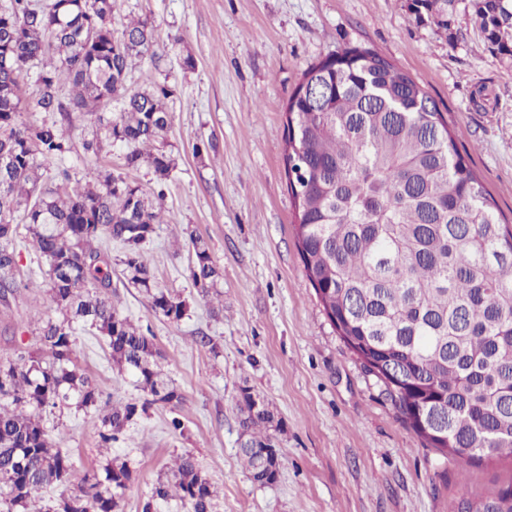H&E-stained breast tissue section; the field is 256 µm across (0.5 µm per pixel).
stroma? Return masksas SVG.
<instances>
[{
    "label": "stroma",
    "mask_w": 512,
    "mask_h": 512,
    "mask_svg": "<svg viewBox=\"0 0 512 512\" xmlns=\"http://www.w3.org/2000/svg\"><path fill=\"white\" fill-rule=\"evenodd\" d=\"M410 0H115L112 26L149 20L157 43L135 60L128 84L168 86L175 160L166 180L124 165L115 144L98 158L82 143L95 126L73 114V149L59 165L86 182L109 170L146 193L164 194V221L143 248L158 282L187 304L177 322L155 314L145 292L122 285L123 250L106 239L112 303L151 330L159 366L181 394L176 410L152 406L122 439L98 446L101 414L65 406L44 413L54 447L75 464L69 481L38 505L76 488L107 460L132 478L121 512H142L171 460L191 453L215 491L212 512H452L460 497L512 481V459L467 467L448 462L400 418L384 386L337 335L308 282L293 233L283 166L284 110L304 71L346 46L370 47L407 70L436 102L471 168L512 223V68L502 65L474 19L452 0L449 29L418 17ZM208 246L219 295L192 284L189 233ZM32 295L0 302V361L37 352ZM75 355L115 402L144 394L112 366L102 336L78 331ZM264 398L280 456L275 482H255L239 448L246 439L242 389ZM179 417L182 431L171 429Z\"/></svg>",
    "instance_id": "1"
}]
</instances>
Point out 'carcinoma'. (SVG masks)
<instances>
[{
	"instance_id": "cac0c4a2",
	"label": "carcinoma",
	"mask_w": 512,
	"mask_h": 512,
	"mask_svg": "<svg viewBox=\"0 0 512 512\" xmlns=\"http://www.w3.org/2000/svg\"><path fill=\"white\" fill-rule=\"evenodd\" d=\"M479 27L502 62H512V0H473ZM451 0H411L448 31ZM113 0H0V300L18 288L17 246L28 239L47 263V292L57 317L43 318L42 284L30 280L42 353L0 363V506L27 510L33 494L65 482L70 456L53 448L39 412L74 402L104 403L99 446L112 447L138 407L113 405L74 362L77 327L104 337L112 365L130 372L149 396L142 407L171 406L181 394L162 376L154 336L112 305V259L94 243L124 245L127 283L150 308L174 321L185 301L156 285L142 245L162 223L144 191L110 171L71 184L46 180V165L71 149L57 121L95 117L88 154L124 144L125 166L147 164L165 178L173 159L158 148L171 127L157 86L132 91V62L154 47L151 26L112 28ZM37 68L32 99L27 67ZM307 91L288 99L283 161L305 276L344 343L380 380L425 447L472 465L512 459V225L460 152L435 101L409 72L368 47H345L303 74ZM122 100L117 114L107 110ZM191 278L207 296L221 273L193 234ZM252 430L240 453L254 481L273 482L280 459L263 465L255 449L273 447L263 432L269 404L242 390ZM142 512L170 497L210 512L212 491L194 459L174 460ZM131 479L126 463L107 462L56 501L50 512H119ZM454 512H512V481L487 495L462 497Z\"/></svg>"
}]
</instances>
